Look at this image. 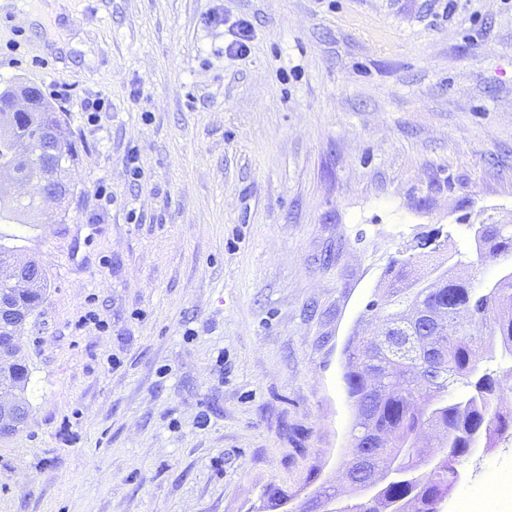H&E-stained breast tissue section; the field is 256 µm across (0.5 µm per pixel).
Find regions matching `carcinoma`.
<instances>
[{
  "label": "carcinoma",
  "instance_id": "cac0c4a2",
  "mask_svg": "<svg viewBox=\"0 0 512 512\" xmlns=\"http://www.w3.org/2000/svg\"><path fill=\"white\" fill-rule=\"evenodd\" d=\"M16 96L32 100L34 107L29 112L0 108V172L21 179L44 173L62 201L71 192L76 146L68 142L61 155L44 154L39 139L61 125L62 116L28 87L4 88L0 102ZM31 210L30 204L0 195V222L21 224ZM474 243L479 263L512 257V226L481 224ZM447 245L446 239H420L408 254L391 260L394 279L381 299L368 305L378 322L377 338L354 336L346 347L344 382L354 417L347 455L369 448L380 478L369 492H357L353 504L331 507L328 496L323 503L310 500L301 512H442V502L460 479L462 459L512 443V413L498 407L504 387L512 389V271L482 292L467 280L449 279V269L438 265L416 276L423 250L439 252ZM46 288L44 276L13 283L0 279V293L30 318ZM465 314L489 328L503 366L488 367L486 338L460 322ZM429 315L445 320L442 346L433 353L426 343ZM28 383L29 369L15 348L0 360V398L25 397ZM428 430L438 440L432 449L420 444Z\"/></svg>",
  "mask_w": 512,
  "mask_h": 512
}]
</instances>
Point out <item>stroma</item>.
Returning a JSON list of instances; mask_svg holds the SVG:
<instances>
[{"label": "stroma", "instance_id": "1", "mask_svg": "<svg viewBox=\"0 0 512 512\" xmlns=\"http://www.w3.org/2000/svg\"><path fill=\"white\" fill-rule=\"evenodd\" d=\"M446 3L0 0V89L69 86L78 149L68 199L0 223L48 279L0 512L351 499L344 349L389 260L445 232L473 287L512 268L473 262L512 224V0ZM459 468L443 512H512L511 444ZM491 225L487 232V226ZM477 263L486 259L512 257V226L508 224H479L474 230Z\"/></svg>", "mask_w": 512, "mask_h": 512}]
</instances>
